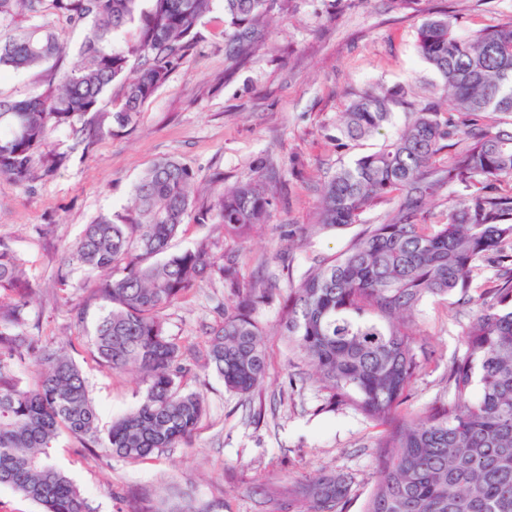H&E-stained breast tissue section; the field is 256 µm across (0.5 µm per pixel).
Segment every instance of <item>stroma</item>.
<instances>
[{
	"instance_id": "35a3bbf8",
	"label": "stroma",
	"mask_w": 512,
	"mask_h": 512,
	"mask_svg": "<svg viewBox=\"0 0 512 512\" xmlns=\"http://www.w3.org/2000/svg\"><path fill=\"white\" fill-rule=\"evenodd\" d=\"M443 14L467 33L512 22V0H288L287 10L258 27L243 59L230 52L224 11L215 8L198 28L193 54L172 69L132 125L94 137L86 151L73 149L66 132L54 133L52 144L70 159L34 189L0 175V238L26 262L32 333L63 346L79 366L103 431L139 404L145 386L135 374L95 361L94 332L105 304L92 295V278L84 272L60 283L68 247L98 216H126L134 185L158 160L180 161L204 185L216 175L228 187L270 171L278 176L268 192L269 220L248 239L235 242L218 223L191 221L170 244L181 252L206 239L214 254H236L244 281L270 276L276 298L258 315L270 353L264 385L245 399L192 364L183 386L203 395L206 415L187 441L139 464L79 451L74 438L61 435L55 460L93 512H132L135 500L162 491L174 499L187 494L194 506L212 512H275L264 492H285L324 472L352 476L347 508L361 512L374 484L380 429L351 409L323 411V393L296 380L297 360L279 333L278 296L389 210L384 202L360 223L288 240L312 222L320 184L394 138L426 89L438 84L419 55L417 30L425 18ZM375 85L404 92V101L377 134L347 141L340 115ZM231 299L223 283L202 282L167 309L169 335L202 356L204 327L216 319L217 304ZM471 315V306L453 298L427 301L416 313L426 360L403 412L448 399V369L463 352Z\"/></svg>"
}]
</instances>
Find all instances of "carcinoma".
Returning a JSON list of instances; mask_svg holds the SVG:
<instances>
[{"label":"carcinoma","mask_w":512,"mask_h":512,"mask_svg":"<svg viewBox=\"0 0 512 512\" xmlns=\"http://www.w3.org/2000/svg\"><path fill=\"white\" fill-rule=\"evenodd\" d=\"M286 0H223L232 50L241 51L254 26ZM216 0H0V27L23 13L45 12L87 36L68 66L63 44L47 25L0 35V70L50 65L45 89L13 100L0 96V174L31 187L54 176L69 154L50 148L66 129L73 148L96 130L83 118L99 112L116 82L123 95L111 119L124 127L191 54L197 28ZM138 40L122 46L124 29ZM418 52L440 76L448 114L429 101L410 113L398 135L379 150L342 166L324 183L313 222L300 238L357 224L379 201L394 205L351 246L310 266L287 286L279 322L288 344L326 404L346 406L383 427L376 439L374 487L362 512H512V22L460 34L448 16L418 27ZM137 61L128 76L130 59ZM400 95L373 87L342 113L351 140L389 122ZM455 150L439 159L444 142ZM196 174L163 159L134 188L135 206L121 220L101 216L68 251L62 281L75 269L96 275L93 293L109 304L96 327L94 359L113 371L134 370L146 384L139 406L113 421L101 437L85 378L62 350L32 335L30 289L23 259L0 239V485L35 502L41 512H92L52 454L68 433L82 448L140 463L177 447L203 419L201 394L184 390L188 348L165 328V311L203 276L224 283L235 301L207 328L204 367L227 391L248 398L263 384L268 356L257 320L273 299L256 281L240 283L238 259H216L202 240L181 253L170 241L193 215L217 222L224 236L247 239L266 223L267 191L257 182L192 196ZM448 195L438 213L427 201ZM491 261V285L475 305L464 350L448 374L452 397L401 417L423 362L410 316L427 300L466 295L480 266ZM39 362L38 381L22 384L14 364ZM352 479L324 475L296 487L277 512H345Z\"/></svg>","instance_id":"obj_1"}]
</instances>
